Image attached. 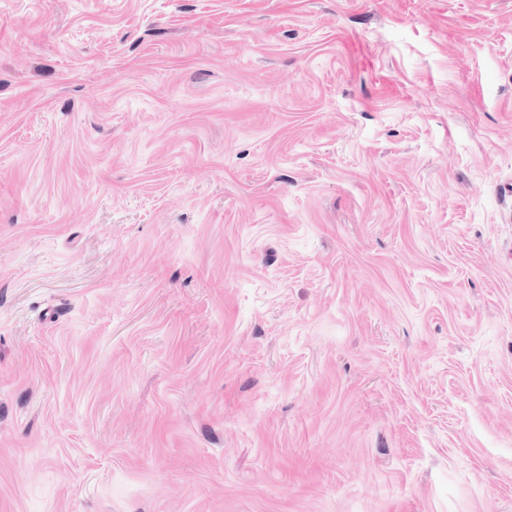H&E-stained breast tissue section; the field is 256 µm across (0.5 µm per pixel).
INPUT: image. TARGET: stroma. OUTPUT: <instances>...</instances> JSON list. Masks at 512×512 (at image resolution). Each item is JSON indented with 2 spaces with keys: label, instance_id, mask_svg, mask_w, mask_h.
Masks as SVG:
<instances>
[{
  "label": "stroma",
  "instance_id": "obj_1",
  "mask_svg": "<svg viewBox=\"0 0 512 512\" xmlns=\"http://www.w3.org/2000/svg\"><path fill=\"white\" fill-rule=\"evenodd\" d=\"M0 512H512V0H0Z\"/></svg>",
  "mask_w": 512,
  "mask_h": 512
}]
</instances>
